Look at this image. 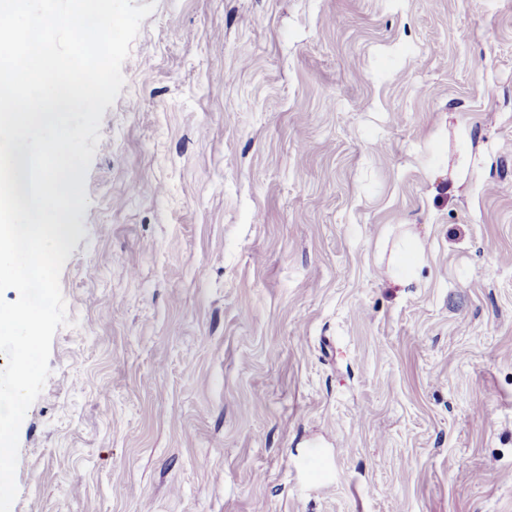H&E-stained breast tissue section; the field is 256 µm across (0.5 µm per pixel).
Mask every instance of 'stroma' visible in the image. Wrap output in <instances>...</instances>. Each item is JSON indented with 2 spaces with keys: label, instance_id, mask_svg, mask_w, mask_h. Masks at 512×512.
I'll list each match as a JSON object with an SVG mask.
<instances>
[{
  "label": "stroma",
  "instance_id": "1",
  "mask_svg": "<svg viewBox=\"0 0 512 512\" xmlns=\"http://www.w3.org/2000/svg\"><path fill=\"white\" fill-rule=\"evenodd\" d=\"M155 2L11 512H512V0Z\"/></svg>",
  "mask_w": 512,
  "mask_h": 512
}]
</instances>
